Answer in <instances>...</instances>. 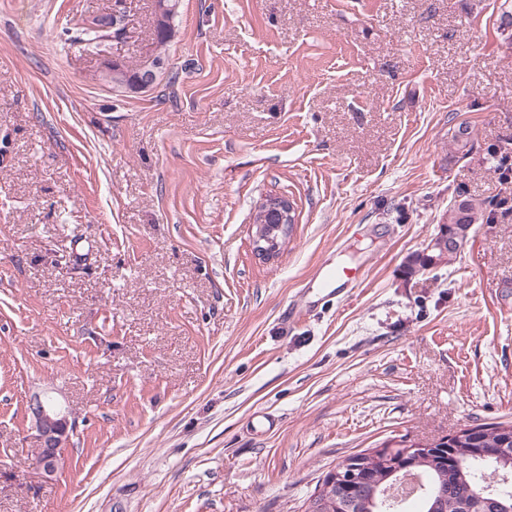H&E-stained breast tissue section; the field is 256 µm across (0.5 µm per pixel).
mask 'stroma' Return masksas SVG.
Segmentation results:
<instances>
[{"label": "stroma", "instance_id": "stroma-1", "mask_svg": "<svg viewBox=\"0 0 512 512\" xmlns=\"http://www.w3.org/2000/svg\"><path fill=\"white\" fill-rule=\"evenodd\" d=\"M502 2L179 0L168 77L121 93L154 0L101 55L73 31L113 0H0V512H300L353 453L512 421ZM461 191L493 218L408 275ZM326 262L361 284L323 297ZM42 392L76 422L50 480ZM139 64L135 67H129L123 63H112L111 67L103 70L101 77L104 81L111 84L113 89H117L118 91L129 90L132 92H139L135 89L134 84L136 72L141 66V64ZM269 212H275L280 217V224L276 228H271L266 223V216ZM294 206L285 196L270 195L258 206L253 215V227L256 231L252 236L253 251L258 258L270 261L273 260L280 251L278 237L286 240L288 232L295 222L293 217ZM278 235L273 238L274 232ZM275 246V247H273Z\"/></svg>", "mask_w": 512, "mask_h": 512}]
</instances>
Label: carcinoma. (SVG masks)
Instances as JSON below:
<instances>
[{
  "label": "carcinoma",
  "instance_id": "cac0c4a2",
  "mask_svg": "<svg viewBox=\"0 0 512 512\" xmlns=\"http://www.w3.org/2000/svg\"><path fill=\"white\" fill-rule=\"evenodd\" d=\"M168 11L154 17L156 43L155 57L162 65L156 77L167 72L165 47L173 34L172 21L177 13L178 0H165ZM112 15L89 17L81 21L79 30L87 41L100 45V40L109 36L106 26L112 24ZM138 67L123 63L112 64L103 70L102 79L112 88L135 91L134 78ZM487 211L486 202L460 194L448 208L439 225L430 252L419 254L408 264V273L424 272L442 264H452L460 257L468 242L472 224ZM454 238V250H448V238ZM461 436L456 444L457 456L448 457V497L441 501L436 512H512V486L498 490L489 489L493 473L484 460L469 452L471 448H501L508 436L512 435V423L496 422L469 425L460 429Z\"/></svg>",
  "mask_w": 512,
  "mask_h": 512
}]
</instances>
